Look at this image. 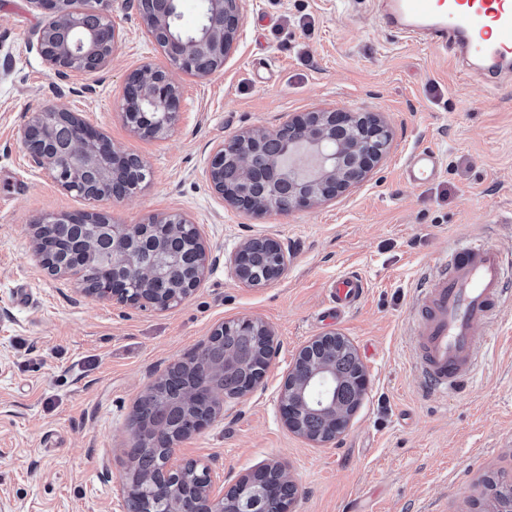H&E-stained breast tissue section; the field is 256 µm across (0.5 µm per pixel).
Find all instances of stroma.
I'll use <instances>...</instances> for the list:
<instances>
[{
  "label": "stroma",
  "instance_id": "stroma-1",
  "mask_svg": "<svg viewBox=\"0 0 512 512\" xmlns=\"http://www.w3.org/2000/svg\"><path fill=\"white\" fill-rule=\"evenodd\" d=\"M242 12L223 68L174 72L175 122L147 137L125 120V80L169 61L135 6L112 0L119 38L108 65L59 77L31 46L46 15L30 0H0V512H127L137 400L216 326L240 318L265 323L278 353L253 392L178 443L174 462L207 463L227 486L280 463L298 488L293 512H492L488 480L512 483V290L478 327L479 365L459 395L423 390L411 320L445 252L480 240L512 259V82L488 95L449 47L386 28L376 0H243ZM58 104L144 161L149 175L133 194L93 201L29 164L21 131ZM322 110L374 112L390 129L363 178L288 212L245 211L214 192L217 146ZM420 147L439 152L441 169L417 186L402 170ZM87 212L115 224L187 215L208 251L197 289L151 311L49 272L34 225ZM258 235L280 241L290 262L277 280L247 287L224 258ZM350 271L365 295L341 321L323 322L331 282ZM327 334L350 342L368 388L348 430L321 445L288 428L277 398L296 354Z\"/></svg>",
  "mask_w": 512,
  "mask_h": 512
}]
</instances>
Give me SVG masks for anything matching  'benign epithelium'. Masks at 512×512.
I'll use <instances>...</instances> for the list:
<instances>
[{
    "instance_id": "benign-epithelium-1",
    "label": "benign epithelium",
    "mask_w": 512,
    "mask_h": 512,
    "mask_svg": "<svg viewBox=\"0 0 512 512\" xmlns=\"http://www.w3.org/2000/svg\"><path fill=\"white\" fill-rule=\"evenodd\" d=\"M48 12L47 22L36 31L37 50L55 75L70 72L92 73L105 67L118 39L107 13L110 0H85L83 9L71 8V0H30ZM146 30L160 46L171 65L169 69L144 65L128 75L123 95L125 118L147 137L168 130L175 120L180 90L172 69L207 77L224 65L242 21L241 0H203V19L192 32L179 26V0H135ZM281 130L249 129L218 146L211 160V187L225 201L244 208V186L252 176L270 180L274 192L267 210L288 212L310 207L346 189L359 180L383 155L390 132L371 112L319 111L292 119ZM29 163L45 172L59 186L91 199L117 196L112 190L121 181L138 184L145 180L141 159L121 155L106 137L79 113L65 106H50L32 114L21 132ZM303 144L313 163L306 168L294 161L295 146ZM262 146L271 153L269 167L252 165V149ZM44 223L53 225L41 236L35 228L36 256L54 274L82 275L90 272L85 292L119 305L167 310L187 297L199 285L206 269L207 250L192 222L182 214L154 217L144 224H113L100 213H87L75 219L66 214L52 215ZM178 230L191 234L196 242L197 261L193 269L177 266L164 236ZM268 253L274 261L268 277L279 278L290 255L277 240L266 236L244 239L229 255L237 281L253 286L252 259ZM235 325L249 336L263 337L249 358L226 351L213 356L215 337L228 323L217 326L207 343L186 361L177 362L146 390L178 371L204 367L215 380L236 371L250 359L267 369L277 353L272 331L262 322L244 318ZM342 336H322L306 345L289 367L278 398L280 414L288 428L316 443H327L346 431L356 410L354 400L367 389L363 367L344 381L330 363L312 361L317 350ZM256 377L234 395H226L205 383L190 380L182 389V405L194 409L195 434L224 415V403L251 392L260 382ZM132 432L148 434L154 443L170 448L181 437L164 423L147 419L135 407ZM158 492L164 496L165 512H184L188 498L193 512H240V500L258 492L274 504L271 512H292L296 487L285 468L267 465L254 474L239 477L225 492H213L211 468L191 460L173 465L161 459L156 472ZM128 512H150L139 498L137 485H126Z\"/></svg>"
}]
</instances>
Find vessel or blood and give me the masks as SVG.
I'll return each instance as SVG.
<instances>
[{"instance_id": "1", "label": "vessel or blood", "mask_w": 512, "mask_h": 512, "mask_svg": "<svg viewBox=\"0 0 512 512\" xmlns=\"http://www.w3.org/2000/svg\"><path fill=\"white\" fill-rule=\"evenodd\" d=\"M382 23L413 41L449 44L456 64L491 89L512 80V0H383ZM440 157L429 147L411 152L404 177L421 185L437 177ZM441 275L425 282L414 306V360L422 384L436 394H457L473 379L476 325L495 319L505 294L504 261L493 246L458 247ZM365 283L339 277L331 293L340 307L355 306Z\"/></svg>"}]
</instances>
